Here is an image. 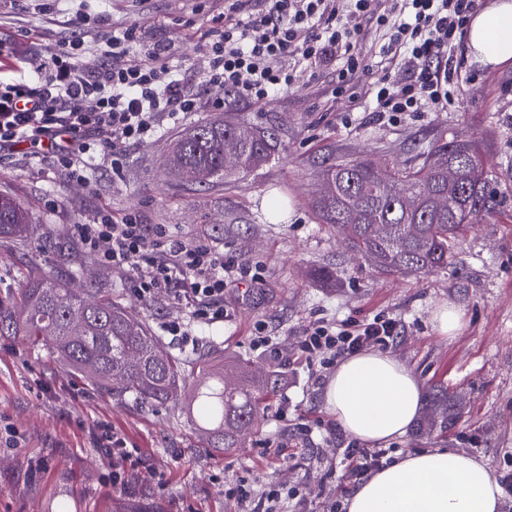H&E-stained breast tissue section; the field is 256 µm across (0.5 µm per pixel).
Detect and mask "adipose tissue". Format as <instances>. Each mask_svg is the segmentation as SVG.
<instances>
[{
	"label": "adipose tissue",
	"mask_w": 512,
	"mask_h": 512,
	"mask_svg": "<svg viewBox=\"0 0 512 512\" xmlns=\"http://www.w3.org/2000/svg\"><path fill=\"white\" fill-rule=\"evenodd\" d=\"M465 58L489 69L512 66V0H489L464 32ZM342 431L367 445L403 436L420 409L416 375L393 356L368 350L342 360L325 386ZM346 512H501L489 468L447 448L408 451L376 470L345 501Z\"/></svg>",
	"instance_id": "adipose-tissue-1"
}]
</instances>
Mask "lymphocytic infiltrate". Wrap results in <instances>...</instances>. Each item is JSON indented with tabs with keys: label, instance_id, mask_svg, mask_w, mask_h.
<instances>
[{
	"label": "lymphocytic infiltrate",
	"instance_id": "lymphocytic-infiltrate-1",
	"mask_svg": "<svg viewBox=\"0 0 512 512\" xmlns=\"http://www.w3.org/2000/svg\"><path fill=\"white\" fill-rule=\"evenodd\" d=\"M213 21L215 40L202 45V84L230 92L238 101H262L296 81L297 63L331 70L334 92L357 100L354 79L367 68L358 35L376 30L382 78L374 86L375 112L399 122L408 112L448 106L459 87L458 50L468 18L480 0H265V11L249 13L251 0H227ZM84 42H60L34 76L0 78V152L30 146L47 152L70 178L84 181L97 156H114L122 146L152 137L160 116L198 111L194 87L170 75L165 45L144 41L137 27L113 38L97 67L83 64ZM146 56L143 64L133 55ZM83 247L103 266L122 270L142 264L148 274L137 288L146 301L159 291L188 309L193 320L224 319V276L239 269L199 240L169 238L160 226L136 215L116 222L103 216L72 227ZM398 334L392 319L376 318L356 329L331 332L306 326L296 361L313 365L317 356L339 358L368 346H388Z\"/></svg>",
	"mask_w": 512,
	"mask_h": 512
}]
</instances>
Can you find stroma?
<instances>
[{"instance_id":"obj_1","label":"stroma","mask_w":512,"mask_h":512,"mask_svg":"<svg viewBox=\"0 0 512 512\" xmlns=\"http://www.w3.org/2000/svg\"><path fill=\"white\" fill-rule=\"evenodd\" d=\"M224 0H0V35L38 57L85 33L106 45L129 26L145 41L170 46L168 65L197 82L200 36L222 13ZM81 14L82 28L72 24ZM448 108L411 112L399 123L378 119L370 88L382 73L370 69L358 82L359 101L332 96L329 71L301 72L287 91L260 102L212 106L221 89L201 87V111L164 121L157 136L123 147L119 162L97 158L82 182L69 180L50 158L22 153L0 157V191L19 199L33 216L25 245L0 238V299L15 302L33 274L56 275L71 288L111 287L113 301L141 318L162 349L248 361L254 373L281 374L278 395L261 410L240 448L208 447L188 410L191 389L180 399L142 406L101 394L46 351L19 337L0 336V423L22 436L20 447L0 445V512H238L226 491L247 480L253 493L281 486L280 512H342L359 485L345 474L343 449L356 447L326 409L331 368H307L289 359L303 329L395 319L399 336L387 348L418 376L423 394L447 387L461 404L451 430H409L391 440L395 450L448 448L483 461L495 478L512 472V67L462 65ZM242 117L274 128L281 147L254 171L213 185L184 186L167 173L174 141L209 120ZM460 136L484 147L491 170L493 215L459 239L448 269L425 276H377L347 249L335 230L320 223L312 201L318 179L312 161L327 151L374 161L410 163L436 141ZM288 202L278 220L267 214L270 196ZM136 214L165 226L169 235L208 243L246 261L252 279L224 287V321L193 327L190 341L164 325L185 311L166 292L138 297L143 270L103 267L72 236L75 224L107 215ZM328 267L335 285L310 272ZM457 304L462 326L453 335L434 331L431 314L442 302ZM269 337L280 358L257 349ZM107 424L138 449L136 465L108 459L91 444L90 429ZM288 462H281V455ZM128 474L112 488V472Z\"/></svg>"}]
</instances>
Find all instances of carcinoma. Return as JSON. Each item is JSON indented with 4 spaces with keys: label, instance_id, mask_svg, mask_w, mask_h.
Wrapping results in <instances>:
<instances>
[{
    "label": "carcinoma",
    "instance_id": "obj_1",
    "mask_svg": "<svg viewBox=\"0 0 512 512\" xmlns=\"http://www.w3.org/2000/svg\"><path fill=\"white\" fill-rule=\"evenodd\" d=\"M238 141L241 163L224 168V139ZM275 133L245 119L206 121L184 133L173 153L171 170L179 181L194 185L191 174L205 176L203 184L230 179L259 168L274 156ZM418 163L386 166L364 157L331 154L317 166L321 179L336 182V195L316 199L319 220L332 226L350 250L373 258L381 274L426 275L448 267L456 241L478 217L494 212L488 192V159L475 142L453 137L439 140L417 155ZM458 165L453 183L436 162ZM409 189L421 206L407 211L401 193ZM32 217L16 198L0 193V237L18 244L29 236ZM412 224L416 236L405 233ZM79 293L51 275L34 277L20 291V304L0 301V336H23L42 347L67 369L112 397H132L144 406L166 401L195 383L194 398L206 425L200 427L213 448L228 453L238 447L265 402L280 389L275 370L256 376L245 364L215 365L201 357L190 363L159 349L143 320L112 302V289L93 288ZM237 382L226 384L224 375ZM427 407L435 418L422 425L444 431L455 424L460 411L448 392L436 390Z\"/></svg>",
    "mask_w": 512,
    "mask_h": 512
}]
</instances>
